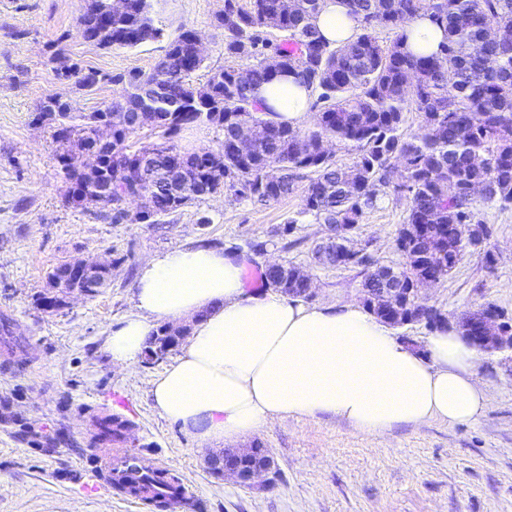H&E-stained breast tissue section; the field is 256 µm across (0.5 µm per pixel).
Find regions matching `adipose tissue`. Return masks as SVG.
Here are the masks:
<instances>
[{
    "mask_svg": "<svg viewBox=\"0 0 512 512\" xmlns=\"http://www.w3.org/2000/svg\"><path fill=\"white\" fill-rule=\"evenodd\" d=\"M346 0H320L315 24L338 45L355 38ZM274 119L304 129L310 89L293 75L258 87ZM246 259L206 244L147 258L132 311L112 328L113 364L141 358L159 323L192 324L183 353L152 382L161 415L200 441L235 442L277 419L334 415L367 436L432 420H479L487 392L473 374L477 349L445 329L417 351L365 307L310 306L247 288Z\"/></svg>",
    "mask_w": 512,
    "mask_h": 512,
    "instance_id": "ef3b65f1",
    "label": "adipose tissue"
}]
</instances>
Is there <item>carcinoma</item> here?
I'll list each match as a JSON object with an SVG mask.
<instances>
[{"mask_svg":"<svg viewBox=\"0 0 512 512\" xmlns=\"http://www.w3.org/2000/svg\"><path fill=\"white\" fill-rule=\"evenodd\" d=\"M356 23L355 39L334 46L312 20L320 0H224L234 24L224 29V55L251 60L247 77L226 67L196 86L191 76L204 58L197 54L192 30L184 29L168 44L153 71L110 75L63 65L59 75L75 76L85 89L100 84L121 86L126 105L75 113L70 104L50 97L38 120L49 119L54 139L63 145L57 161L68 180L69 198L101 205L112 221L125 220L130 195L146 192L149 200L140 222L160 223L188 204L223 191L254 203L267 204L292 193L306 179L301 214L319 224H357L376 206L380 187L392 170L408 194L406 227L418 225L406 262L394 274L408 284L421 276L441 280L459 262L463 251L479 248L488 237L473 230L476 198L512 206V42L491 36L488 22L512 30V0H347ZM429 16L444 31L436 54L412 52L402 25ZM78 24L86 40L101 48H135L163 36L150 16L149 0H130L128 11L110 12V0H85ZM377 26L396 30L386 47L374 35ZM294 74L317 93V121L302 131L269 118L271 109L255 98L256 86L277 76ZM421 119V135L403 133L405 113ZM159 117L161 141L136 146L135 113ZM112 122V157L104 177L117 190L98 201L84 186L82 152L89 147L102 120ZM210 123L224 130L223 150L183 151L172 141L181 128ZM262 124L269 135L250 144L244 154L236 144L249 124ZM335 142L356 154L349 167L336 165L324 143ZM155 155L156 174L179 170L183 194L173 199L165 186L140 183L134 170L139 155ZM439 255L432 265L427 256ZM265 283L284 294L305 292L301 271L293 264L269 267ZM177 345L168 341L166 326L149 337L145 358H166ZM108 441L126 438L133 423L118 416L96 419ZM244 468L263 462L264 448H226Z\"/></svg>","mask_w":512,"mask_h":512,"instance_id":"cac0c4a2","label":"carcinoma"}]
</instances>
